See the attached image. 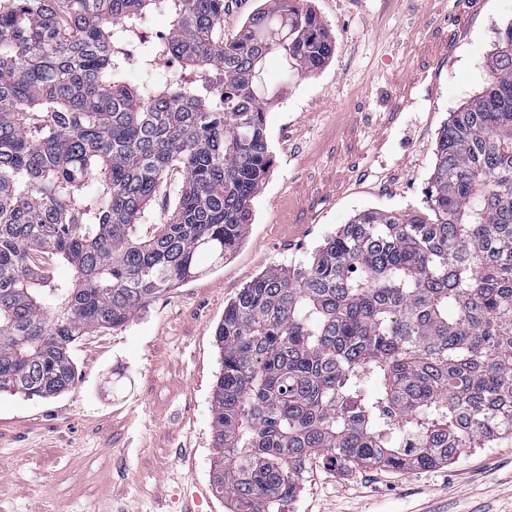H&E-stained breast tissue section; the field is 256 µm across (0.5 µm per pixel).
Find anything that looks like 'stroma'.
Instances as JSON below:
<instances>
[{"label": "stroma", "mask_w": 512, "mask_h": 512, "mask_svg": "<svg viewBox=\"0 0 512 512\" xmlns=\"http://www.w3.org/2000/svg\"><path fill=\"white\" fill-rule=\"evenodd\" d=\"M336 49L317 73L262 77L272 166L223 264L72 345L74 387L0 393V512H229L211 491L214 330L267 267L306 260L356 213L423 209L449 116L488 82L512 0H308ZM289 512H512V447L392 473L308 461Z\"/></svg>", "instance_id": "obj_1"}]
</instances>
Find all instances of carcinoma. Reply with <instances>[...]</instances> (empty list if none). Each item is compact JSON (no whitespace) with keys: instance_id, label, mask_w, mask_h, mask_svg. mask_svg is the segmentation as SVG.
<instances>
[{"instance_id":"obj_1","label":"carcinoma","mask_w":512,"mask_h":512,"mask_svg":"<svg viewBox=\"0 0 512 512\" xmlns=\"http://www.w3.org/2000/svg\"><path fill=\"white\" fill-rule=\"evenodd\" d=\"M156 13L168 38L146 44ZM223 29L224 0H0V392L69 390L75 341L242 241L271 165L264 63L312 74L335 39L304 0ZM168 55L181 71L126 82ZM483 66L425 210H363L224 308L211 486L230 512H284L313 455L404 472L512 446V22ZM174 168L176 204L152 224Z\"/></svg>"}]
</instances>
